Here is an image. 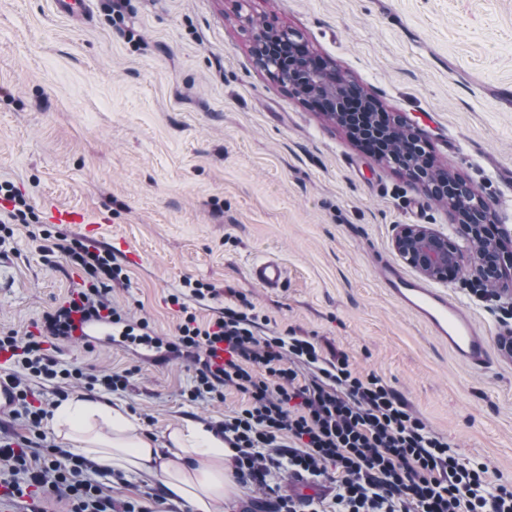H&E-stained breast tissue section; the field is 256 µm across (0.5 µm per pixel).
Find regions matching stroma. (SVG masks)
<instances>
[{"label":"stroma","instance_id":"1","mask_svg":"<svg viewBox=\"0 0 512 512\" xmlns=\"http://www.w3.org/2000/svg\"><path fill=\"white\" fill-rule=\"evenodd\" d=\"M105 0L72 19L53 0H0V180L38 215L52 204L83 224L52 225L111 249L128 280L111 296L129 321L174 338L170 294L216 318L234 289L269 320L346 352L396 388L429 429L512 483V357L498 345L512 301L473 292L470 272L441 289L472 314L491 349L475 370L385 291L377 261L397 262L395 228L450 236L455 220L424 185L355 144L346 130L261 68L256 23L298 33L327 70L400 116L435 165L512 227V0ZM37 224L0 245V336L33 330L81 284ZM278 258L285 287L253 282ZM65 368L134 370L126 390L32 382L37 398L90 391L158 435L176 421L217 426L242 399L188 401L193 362L121 337L59 342ZM116 504L144 501L154 478L100 477Z\"/></svg>","mask_w":512,"mask_h":512}]
</instances>
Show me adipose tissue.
I'll list each match as a JSON object with an SVG mask.
<instances>
[{
  "instance_id": "obj_1",
  "label": "adipose tissue",
  "mask_w": 512,
  "mask_h": 512,
  "mask_svg": "<svg viewBox=\"0 0 512 512\" xmlns=\"http://www.w3.org/2000/svg\"><path fill=\"white\" fill-rule=\"evenodd\" d=\"M71 451L105 472H138L158 479L167 501L192 512H213L216 502L238 492L224 437L202 422L184 420L162 436L140 431L121 406L84 393L68 396L50 417Z\"/></svg>"
}]
</instances>
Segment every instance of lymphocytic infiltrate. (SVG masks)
Masks as SVG:
<instances>
[{
  "label": "lymphocytic infiltrate",
  "mask_w": 512,
  "mask_h": 512,
  "mask_svg": "<svg viewBox=\"0 0 512 512\" xmlns=\"http://www.w3.org/2000/svg\"><path fill=\"white\" fill-rule=\"evenodd\" d=\"M56 248L83 271L82 284L44 314L38 333L0 336V351L11 352L18 366L9 376L16 391L10 415L27 429L0 445V487L17 498L37 488L67 500L69 512H150L131 502L116 506L95 465L48 443V411L31 399L28 379L83 376L81 369L60 367L45 349L70 339L71 312L112 323L123 317L110 293L126 276L111 250L65 238ZM169 301L181 313L172 349L195 364L189 399L220 401L229 388L245 399L218 426L237 480L266 488L283 471L334 485L331 507L310 496L280 495L264 503L265 512H512L511 484L496 482L486 463L460 458L398 390L357 371L344 351L292 332L262 335L266 317L240 293L204 326L180 295ZM218 347L224 350L220 365L209 359Z\"/></svg>",
  "instance_id": "1"
}]
</instances>
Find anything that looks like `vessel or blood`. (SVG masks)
<instances>
[{
	"label": "vessel or blood",
	"instance_id": "b4317fda",
	"mask_svg": "<svg viewBox=\"0 0 512 512\" xmlns=\"http://www.w3.org/2000/svg\"><path fill=\"white\" fill-rule=\"evenodd\" d=\"M379 272L387 294L447 344L461 361L477 369L488 366L487 341L478 334L472 315L462 305L445 291L409 277L394 264L380 263ZM249 276L264 288L276 289L283 286L287 270L278 259L265 257L250 266Z\"/></svg>",
	"mask_w": 512,
	"mask_h": 512
}]
</instances>
